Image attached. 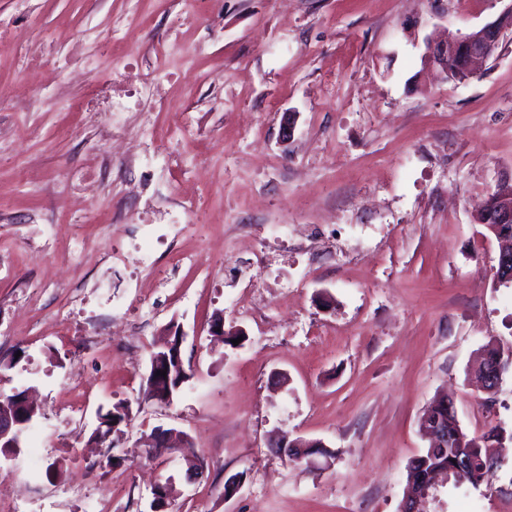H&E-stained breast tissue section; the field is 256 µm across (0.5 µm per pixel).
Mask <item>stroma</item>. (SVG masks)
<instances>
[{
    "mask_svg": "<svg viewBox=\"0 0 512 512\" xmlns=\"http://www.w3.org/2000/svg\"><path fill=\"white\" fill-rule=\"evenodd\" d=\"M511 5L0 0V391L39 406L0 448V512H151L165 482L170 512H398L433 400L511 429L512 378L488 407L474 374L512 345L476 218L512 177V41L463 83L423 64ZM175 326L189 378L164 404L147 377ZM160 428L188 445L147 456ZM276 431L324 451L281 457ZM501 458L424 512H512Z\"/></svg>",
    "mask_w": 512,
    "mask_h": 512,
    "instance_id": "stroma-1",
    "label": "stroma"
}]
</instances>
